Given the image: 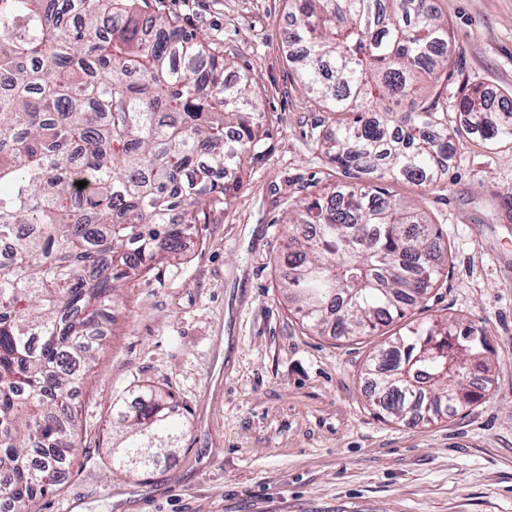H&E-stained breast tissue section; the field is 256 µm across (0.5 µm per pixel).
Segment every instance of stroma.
<instances>
[{
    "instance_id": "1",
    "label": "stroma",
    "mask_w": 512,
    "mask_h": 512,
    "mask_svg": "<svg viewBox=\"0 0 512 512\" xmlns=\"http://www.w3.org/2000/svg\"><path fill=\"white\" fill-rule=\"evenodd\" d=\"M451 27L440 96L461 83L512 92V0H433ZM202 35L224 75L253 78L266 155L230 206L185 236L176 258L120 290L114 322L73 391L79 450L32 512H512V145L454 142L439 189L399 181L447 246L414 322H485L491 369L476 399L433 421L381 416L365 364L383 335L303 328L279 288L283 220L347 182L321 151L330 113L288 62V0H148ZM170 392L186 433L150 478L112 470L113 406Z\"/></svg>"
}]
</instances>
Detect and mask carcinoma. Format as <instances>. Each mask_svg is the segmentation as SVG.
I'll return each mask as SVG.
<instances>
[{
  "label": "carcinoma",
  "instance_id": "obj_1",
  "mask_svg": "<svg viewBox=\"0 0 512 512\" xmlns=\"http://www.w3.org/2000/svg\"><path fill=\"white\" fill-rule=\"evenodd\" d=\"M143 0H0V498L31 512L76 451L69 393L88 338L127 279L181 251L228 207L268 130L248 75ZM300 82L334 116L323 141L351 181L285 224L288 303L310 330L372 336L428 294L442 235L381 180L440 187L453 130L512 143V94L488 121L487 91L441 103L423 85L448 68V20L430 0H290ZM87 185L80 188L77 182ZM483 327L436 321L389 336L367 365L392 419L455 412L488 372ZM112 469L141 477L178 447L162 391L113 406Z\"/></svg>",
  "mask_w": 512,
  "mask_h": 512
}]
</instances>
